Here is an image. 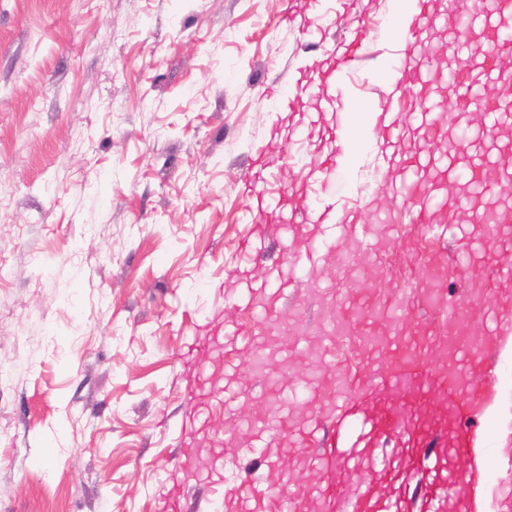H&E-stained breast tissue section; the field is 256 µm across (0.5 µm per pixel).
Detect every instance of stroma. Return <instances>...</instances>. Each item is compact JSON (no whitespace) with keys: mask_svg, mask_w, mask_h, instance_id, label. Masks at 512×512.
Returning a JSON list of instances; mask_svg holds the SVG:
<instances>
[{"mask_svg":"<svg viewBox=\"0 0 512 512\" xmlns=\"http://www.w3.org/2000/svg\"><path fill=\"white\" fill-rule=\"evenodd\" d=\"M300 2L286 22L283 0H0V182L12 188L0 203V512H236L217 484L249 471L269 481L284 458L302 512H362L368 499L477 512L486 477L499 485L486 512H512V344L475 354L499 427L478 411L460 417L457 394L405 407L385 382L403 353L393 337L416 338L432 368L449 369V338L489 336L493 313L512 310V237L472 222L478 198L457 178L440 194L462 206L436 213L430 231L403 203L397 170L363 154L319 193L368 225L378 253L337 240L292 276L270 318L227 302L267 287L272 261L304 258L318 234L273 226L267 260L241 249L261 221L254 184L307 182L331 125L316 99L283 116L271 96L314 78L355 33L364 61L347 95L382 106L388 89L371 75L402 50L386 29L391 0ZM467 2L434 0L440 22L419 43L430 77L452 73L436 49L458 56L444 19L464 20ZM309 13L334 19L326 37L303 27ZM305 125L314 137L301 143ZM483 126L482 114L460 121L443 107L431 148L465 132L512 155ZM401 301L413 309L405 322ZM228 320L234 342L204 349ZM331 375L357 387L367 419L407 409L420 445L376 431L328 506L313 448L290 449L281 431L261 454L251 448L280 418L331 415ZM449 471L448 495L430 498Z\"/></svg>","mask_w":512,"mask_h":512,"instance_id":"35a3bbf8","label":"stroma"}]
</instances>
